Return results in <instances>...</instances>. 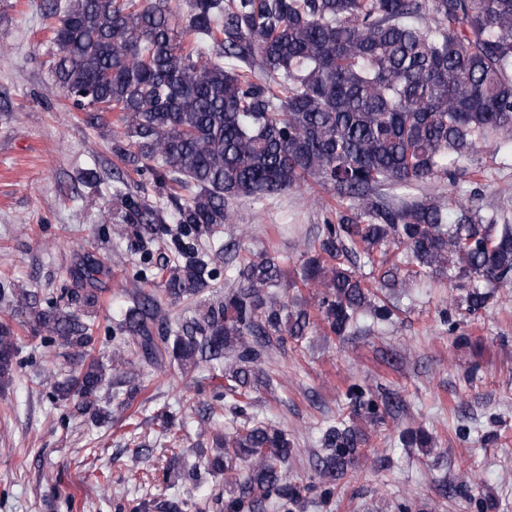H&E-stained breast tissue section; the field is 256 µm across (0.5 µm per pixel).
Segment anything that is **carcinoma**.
<instances>
[{
  "label": "carcinoma",
  "mask_w": 512,
  "mask_h": 512,
  "mask_svg": "<svg viewBox=\"0 0 512 512\" xmlns=\"http://www.w3.org/2000/svg\"><path fill=\"white\" fill-rule=\"evenodd\" d=\"M44 0L55 47V86L79 112L99 120L118 113L112 150L169 190L178 258L162 268L165 298L136 289L112 330L110 362L139 354L169 357L189 372L233 360L225 400L240 422L216 439L207 470L235 488L204 509L305 512L307 495L329 502L364 456L357 419L382 423L402 400L368 386L346 392L351 412L330 426L308 481H290L293 443L271 419L249 413L253 392L270 389L261 368L274 348L303 338L307 308L289 299V283L265 253L241 257L222 300L199 304L173 329L169 308L212 287L217 261L236 243L215 246L233 227V203L262 201L313 181L349 201L304 244L303 286L334 335L349 333L364 312L394 315L384 289L406 274H437L461 294L456 308L475 314L493 290L512 284V224L484 218L465 202L383 200V192L453 179L455 165L496 138L512 140V0ZM123 218L163 224V210L116 190ZM210 244L201 247V237ZM403 247L391 256L389 247ZM370 267L364 272L357 259ZM9 297L0 321V380L12 379L19 336L11 321L33 315L38 333L69 350L77 368L53 382V401L83 413L111 387L93 354L94 322L56 301L37 303L26 288ZM431 446L422 429L400 435ZM186 512L188 503L141 502L134 512Z\"/></svg>",
  "instance_id": "1"
}]
</instances>
